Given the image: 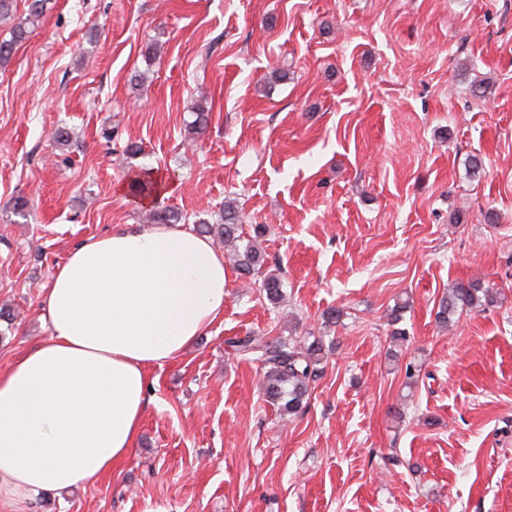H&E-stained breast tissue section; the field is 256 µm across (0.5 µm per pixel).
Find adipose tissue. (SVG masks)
Wrapping results in <instances>:
<instances>
[{"instance_id": "adipose-tissue-1", "label": "adipose tissue", "mask_w": 512, "mask_h": 512, "mask_svg": "<svg viewBox=\"0 0 512 512\" xmlns=\"http://www.w3.org/2000/svg\"><path fill=\"white\" fill-rule=\"evenodd\" d=\"M223 252L207 236L118 227L77 245L41 293L49 335L0 372V502L94 483L121 464L147 371L224 312Z\"/></svg>"}]
</instances>
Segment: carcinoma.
<instances>
[{"label": "carcinoma", "mask_w": 512, "mask_h": 512, "mask_svg": "<svg viewBox=\"0 0 512 512\" xmlns=\"http://www.w3.org/2000/svg\"><path fill=\"white\" fill-rule=\"evenodd\" d=\"M49 0H27L25 17H17V0H0V25L8 27L10 38L0 39V66L8 63L16 45L28 38L39 25L48 9ZM211 108L201 104L194 107L195 119L188 123V133L202 134L207 127ZM149 220L154 224H176L182 215L173 210L152 206ZM239 215L232 205L224 208L221 221L212 224L204 219L197 222L195 231L209 235L224 244L234 265L244 274H257L263 259L255 243L239 245L242 231ZM260 288L266 299L276 303L282 298V282L279 276L267 274ZM490 288L475 283H458L448 289L439 301L436 321L442 326L452 323V317L464 308H478L489 300ZM226 344L242 359L257 362L263 370V387L268 401L277 407L282 418L295 416L307 401L312 384L316 382V365L321 361L323 342L314 339L306 343L295 336L270 340L265 336H234Z\"/></svg>", "instance_id": "1"}]
</instances>
